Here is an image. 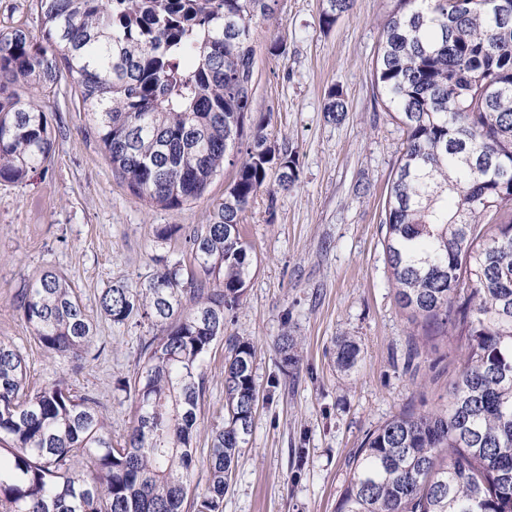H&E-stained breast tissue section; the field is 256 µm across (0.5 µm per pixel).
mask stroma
I'll list each match as a JSON object with an SVG mask.
<instances>
[{
    "label": "stroma",
    "instance_id": "1",
    "mask_svg": "<svg viewBox=\"0 0 512 512\" xmlns=\"http://www.w3.org/2000/svg\"><path fill=\"white\" fill-rule=\"evenodd\" d=\"M323 7L324 0H278L274 19L255 33L252 112L267 118L271 139L295 151L299 179L276 198L260 193L242 218L253 267L228 330L256 348L258 400L224 512H335L368 431L400 411L441 404L459 368L456 338L420 343L423 330L396 301L383 247L404 135L374 69L396 0H355L329 29L320 23ZM277 37L285 52L275 56L267 48ZM333 86L347 105L337 123L323 112ZM49 109L50 161L26 182H0V339L22 352L33 384L60 380L94 395L120 438L134 409L119 385L134 379L155 331L145 321L112 324L99 298L117 282L139 285L157 258L185 257L187 236L209 222L235 168L225 166L201 199L151 207L113 176L67 81ZM165 227L173 235L159 238ZM48 268L75 282L97 326L94 352L81 360L48 358L15 304ZM285 332L298 340L288 357L278 349ZM342 336L360 347L350 371L336 364ZM224 355L216 342L204 367L209 425L224 415Z\"/></svg>",
    "mask_w": 512,
    "mask_h": 512
}]
</instances>
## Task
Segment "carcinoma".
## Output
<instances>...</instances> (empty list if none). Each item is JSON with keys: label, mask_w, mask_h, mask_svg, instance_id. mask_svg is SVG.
<instances>
[{"label": "carcinoma", "mask_w": 512, "mask_h": 512, "mask_svg": "<svg viewBox=\"0 0 512 512\" xmlns=\"http://www.w3.org/2000/svg\"><path fill=\"white\" fill-rule=\"evenodd\" d=\"M274 0H37L39 34L0 37V180L44 168L54 140L46 99L75 87L112 174L149 205L201 198L244 135L246 156L211 222L193 232L194 264L166 260L136 288L115 285L100 311L138 318L135 425L120 441L100 402L63 382L33 387L24 356L0 341V512H224L257 400L255 347L227 332L251 273L242 215L262 191H289L298 162L251 120L254 33ZM354 0H326L331 28ZM375 84L405 141L386 205L385 249L398 303L427 340L458 335L448 399L369 431L336 512H512V0H399ZM34 91L28 101L17 89ZM347 107L329 89L325 117ZM50 358L80 359L97 327L77 289L45 270L17 297ZM225 341L224 419L212 427L205 488L197 467L203 371ZM358 344L343 338L349 371Z\"/></svg>", "instance_id": "obj_1"}]
</instances>
